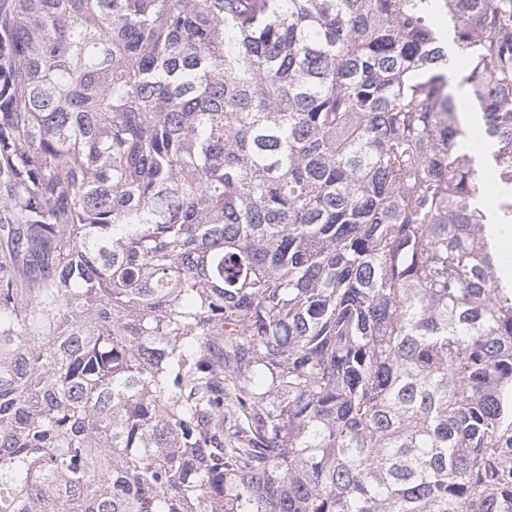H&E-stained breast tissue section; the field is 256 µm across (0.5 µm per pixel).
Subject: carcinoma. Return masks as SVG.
Here are the masks:
<instances>
[{"label":"carcinoma","instance_id":"obj_1","mask_svg":"<svg viewBox=\"0 0 512 512\" xmlns=\"http://www.w3.org/2000/svg\"><path fill=\"white\" fill-rule=\"evenodd\" d=\"M511 224L512 0H0V512H512Z\"/></svg>","mask_w":512,"mask_h":512}]
</instances>
